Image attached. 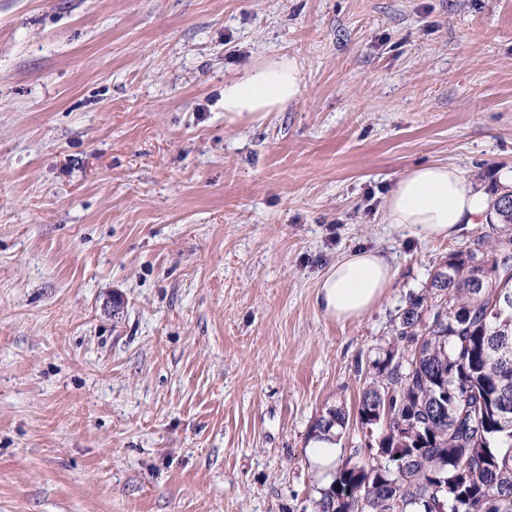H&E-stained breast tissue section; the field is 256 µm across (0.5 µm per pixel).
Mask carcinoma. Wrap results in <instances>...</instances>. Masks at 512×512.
Here are the masks:
<instances>
[{
    "label": "carcinoma",
    "instance_id": "cac0c4a2",
    "mask_svg": "<svg viewBox=\"0 0 512 512\" xmlns=\"http://www.w3.org/2000/svg\"><path fill=\"white\" fill-rule=\"evenodd\" d=\"M488 226L512 225V192ZM428 292L399 315V336L373 360L358 422L381 431L376 462H345L317 512H512V237L454 252ZM342 407L313 426H346Z\"/></svg>",
    "mask_w": 512,
    "mask_h": 512
}]
</instances>
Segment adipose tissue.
I'll list each match as a JSON object with an SVG mask.
<instances>
[{"mask_svg": "<svg viewBox=\"0 0 512 512\" xmlns=\"http://www.w3.org/2000/svg\"><path fill=\"white\" fill-rule=\"evenodd\" d=\"M304 78L296 59L283 57L248 70L224 84V117L263 120L297 102ZM490 201L460 168L445 163L413 167L389 193L383 220L416 237L452 238L470 224L487 223ZM394 269L377 248H362L338 259L320 278L316 305L327 317L352 321L370 312L391 288Z\"/></svg>", "mask_w": 512, "mask_h": 512, "instance_id": "1", "label": "adipose tissue"}]
</instances>
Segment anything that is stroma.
<instances>
[{
    "instance_id": "obj_1",
    "label": "stroma",
    "mask_w": 512,
    "mask_h": 512,
    "mask_svg": "<svg viewBox=\"0 0 512 512\" xmlns=\"http://www.w3.org/2000/svg\"><path fill=\"white\" fill-rule=\"evenodd\" d=\"M299 102L226 123L281 57ZM512 168V0H0V512H315V420L448 255L384 223L409 168ZM387 253L367 316L318 280ZM394 275L390 257L382 250L356 249L338 259L320 278L316 305L336 321L358 320L381 301Z\"/></svg>"
}]
</instances>
